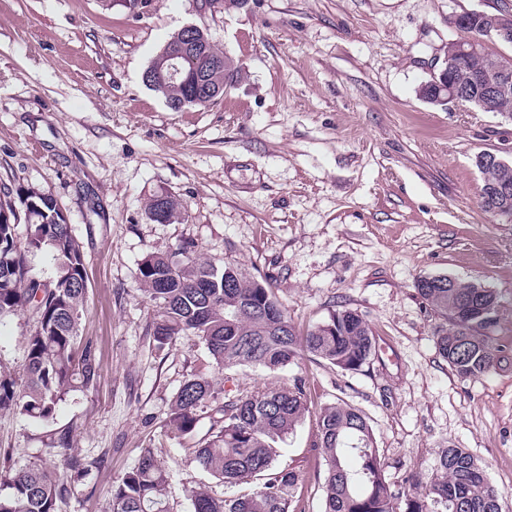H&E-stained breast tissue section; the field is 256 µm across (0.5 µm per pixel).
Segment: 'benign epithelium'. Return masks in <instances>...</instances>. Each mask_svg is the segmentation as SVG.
<instances>
[{
  "label": "benign epithelium",
  "instance_id": "obj_1",
  "mask_svg": "<svg viewBox=\"0 0 512 512\" xmlns=\"http://www.w3.org/2000/svg\"><path fill=\"white\" fill-rule=\"evenodd\" d=\"M478 20L484 36L470 38L457 37L448 42L438 76L432 77L429 85L436 88L438 100L452 106L461 104V97L473 88L485 91L487 104L502 95L512 92V55L502 53L497 57H488L482 60L479 68H470L468 63L474 57L483 54L485 39L512 41V8L502 6L495 12L468 11L456 15L452 24L456 30H461L469 21ZM178 35L182 36L177 45L178 51L170 54L167 72L163 79L176 82L183 78L182 60L194 56L197 50L206 45L200 41L209 35V30L197 24L182 27ZM194 85L195 99H204L214 94L208 74L196 71L191 75ZM495 194L488 199V210L498 213L497 203L512 197V177L507 175L497 179L494 183Z\"/></svg>",
  "mask_w": 512,
  "mask_h": 512
}]
</instances>
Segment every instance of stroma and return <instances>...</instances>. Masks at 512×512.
I'll use <instances>...</instances> for the list:
<instances>
[{"label": "stroma", "mask_w": 512, "mask_h": 512, "mask_svg": "<svg viewBox=\"0 0 512 512\" xmlns=\"http://www.w3.org/2000/svg\"><path fill=\"white\" fill-rule=\"evenodd\" d=\"M501 0H0V181L51 195L81 243L80 321L98 351L94 385L46 421L0 413V468H54L71 489L59 512H109L113 486L153 447L170 472L171 512L189 488L223 484L200 470L194 442L167 435L180 385L207 359L198 337L158 347L156 306L139 267L192 242L216 265L271 278L298 329L338 307L376 340L360 370L306 355L288 373L318 405L368 419L391 481L430 473L447 445L482 465L512 512V221L480 208L482 152L512 160V123L493 112L419 99L454 15ZM208 27L246 72L208 106L171 110L143 81L184 25ZM171 193L184 221L145 214ZM448 275L499 295L503 360L479 379L438 354L439 320L415 283ZM31 313L0 320V368L24 378ZM86 461L76 480L53 450L60 432ZM314 417L284 443L278 467L300 470L306 512H322Z\"/></svg>", "instance_id": "stroma-1"}]
</instances>
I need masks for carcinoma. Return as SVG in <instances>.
<instances>
[{"mask_svg": "<svg viewBox=\"0 0 512 512\" xmlns=\"http://www.w3.org/2000/svg\"><path fill=\"white\" fill-rule=\"evenodd\" d=\"M234 70V84L243 71L212 41L205 52L183 63L189 71L205 70L211 84H224V64ZM166 102L182 109L198 107L180 83H156ZM169 223L182 220L185 208L174 195L165 201ZM25 226V243L19 228ZM50 246L60 261V274L43 281L29 274L26 250ZM179 259L150 254L140 265L143 292L158 307L152 336L159 346L183 336L204 343L212 368L219 372L241 366L276 372L298 362L303 354L343 371L366 364L375 345L361 315L342 308L327 320L299 331L282 309L265 279L247 281L238 267L218 268L200 260L190 244L179 247ZM84 254L54 199L35 189L0 186V319L29 311L35 326L26 341L28 385L17 395L11 374L0 372V412L18 411L47 420L69 391L93 384L98 372L92 343L79 336L86 288ZM417 292L441 317L436 332L438 354L459 376L488 375L504 350L486 329L496 320L498 294H479L471 283L456 280L454 288H432L417 281ZM214 412L210 432L194 445L196 465L226 488L270 473L250 493L217 496L206 485L189 490L193 512H306L296 499L304 477L293 468L274 470L277 448L306 415H314L316 447L324 470L317 473L323 492L322 512H504L486 472L463 448L441 450L430 477L412 475L406 485L386 475L371 428L362 412L350 405L313 406L300 378L273 388H258L220 398L212 378L193 375L184 380L164 421L165 431L192 434L199 412ZM64 465L85 479L94 463L71 453L69 435L56 441ZM170 474L151 449L113 487L110 512H170ZM0 512H58L70 489L46 466L0 472Z\"/></svg>", "mask_w": 512, "mask_h": 512, "instance_id": "obj_1", "label": "carcinoma"}]
</instances>
